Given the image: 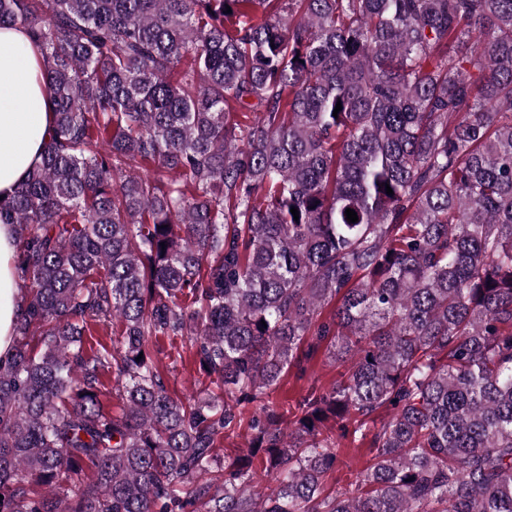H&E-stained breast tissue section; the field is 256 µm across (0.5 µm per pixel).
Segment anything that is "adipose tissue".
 <instances>
[{
  "label": "adipose tissue",
  "instance_id": "obj_1",
  "mask_svg": "<svg viewBox=\"0 0 512 512\" xmlns=\"http://www.w3.org/2000/svg\"><path fill=\"white\" fill-rule=\"evenodd\" d=\"M52 119L39 49L24 28L1 27L0 196H11L41 163ZM14 251L13 225L0 224V359L13 351L14 326L23 304Z\"/></svg>",
  "mask_w": 512,
  "mask_h": 512
}]
</instances>
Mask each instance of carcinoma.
Listing matches in <instances>:
<instances>
[{
	"label": "carcinoma",
	"instance_id": "carcinoma-1",
	"mask_svg": "<svg viewBox=\"0 0 512 512\" xmlns=\"http://www.w3.org/2000/svg\"><path fill=\"white\" fill-rule=\"evenodd\" d=\"M4 25L54 120L0 200V512H512V0H0ZM161 337L221 394L173 398ZM326 339L351 368L288 412ZM350 421L372 463L328 492ZM14 251V226L0 224V359L13 352L14 326L23 304L13 264Z\"/></svg>",
	"mask_w": 512,
	"mask_h": 512
}]
</instances>
